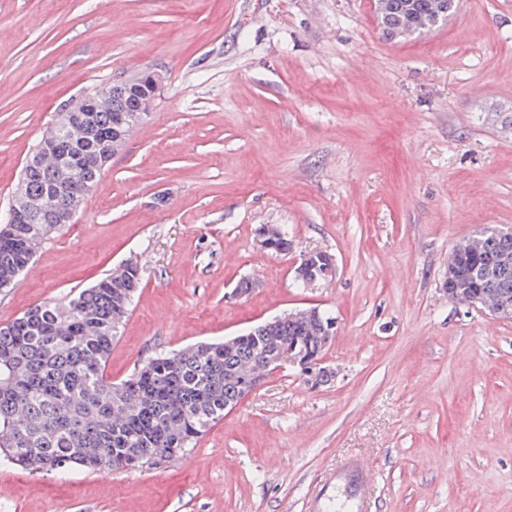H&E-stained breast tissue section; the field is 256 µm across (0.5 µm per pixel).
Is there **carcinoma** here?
I'll return each mask as SVG.
<instances>
[{"instance_id": "carcinoma-1", "label": "carcinoma", "mask_w": 512, "mask_h": 512, "mask_svg": "<svg viewBox=\"0 0 512 512\" xmlns=\"http://www.w3.org/2000/svg\"><path fill=\"white\" fill-rule=\"evenodd\" d=\"M457 0H376L383 34L422 33L455 12ZM152 72L127 79L130 89L88 94L83 113L95 129L70 128V161L51 151L31 154L26 190L41 222L0 224V290L11 287L35 250L56 228L49 219L99 182L114 152L108 141H127L155 101ZM512 253V230L485 227L458 244L448 263V298L481 297L488 310L512 317V266L506 277L493 263ZM143 280L127 262L63 302L39 304L0 326V461L25 471H120L163 465L194 447L224 419L234 401L259 381L271 354L288 346L321 356L333 337L326 315L312 308L259 326L226 345L198 341L155 355L115 383L105 375L112 345Z\"/></svg>"}]
</instances>
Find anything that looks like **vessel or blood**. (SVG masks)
Wrapping results in <instances>:
<instances>
[{
	"label": "vessel or blood",
	"mask_w": 512,
	"mask_h": 512,
	"mask_svg": "<svg viewBox=\"0 0 512 512\" xmlns=\"http://www.w3.org/2000/svg\"><path fill=\"white\" fill-rule=\"evenodd\" d=\"M372 466L364 458H347L318 488L312 512H367L371 502Z\"/></svg>",
	"instance_id": "vessel-or-blood-1"
}]
</instances>
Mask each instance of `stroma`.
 Instances as JSON below:
<instances>
[{
	"mask_svg": "<svg viewBox=\"0 0 512 512\" xmlns=\"http://www.w3.org/2000/svg\"><path fill=\"white\" fill-rule=\"evenodd\" d=\"M162 77L145 123L46 239L0 325L134 261L107 377L315 307L314 386L268 376L183 457L60 479L0 466V512H308L359 455L372 512H512V318L448 297V258L512 227V0L386 38L374 0H0V208L72 100ZM276 225L290 249H261ZM333 256L303 288L302 256ZM255 283L250 295L233 290ZM323 259V260H327L329 262V270L326 271V276H325V280L332 276L333 274V271H334V266H333V258L331 255L327 254L326 252H313L309 255H304L302 257V262L300 263V265L297 267V270H296V273L297 274H302L303 273V270L306 266V261L309 257H313V256H319ZM314 262L312 264L313 268L311 270H308L306 272L303 273V275L301 276V278L298 280V281H301L303 286L305 287V285H311V283L313 282H318L321 280V276H320V271H319V267H314Z\"/></svg>",
	"mask_w": 512,
	"mask_h": 512,
	"instance_id": "35a3bbf8",
	"label": "stroma"
}]
</instances>
